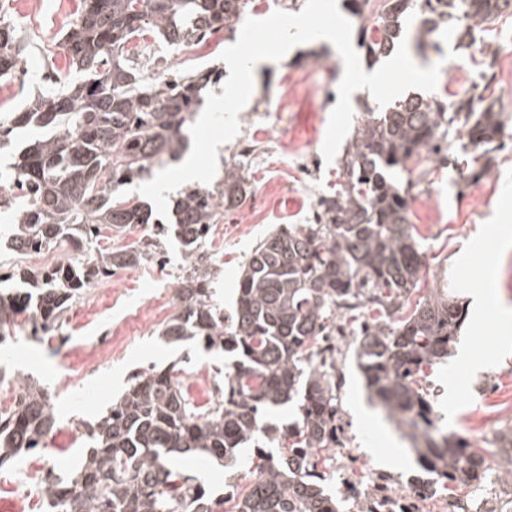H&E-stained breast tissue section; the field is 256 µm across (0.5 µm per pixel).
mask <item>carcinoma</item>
Returning a JSON list of instances; mask_svg holds the SVG:
<instances>
[{
    "label": "carcinoma",
    "instance_id": "1",
    "mask_svg": "<svg viewBox=\"0 0 512 512\" xmlns=\"http://www.w3.org/2000/svg\"><path fill=\"white\" fill-rule=\"evenodd\" d=\"M512 0H386L363 24L370 0H347L361 21L366 57L390 56L401 19L420 16L417 47H437L448 32L467 51L490 31ZM248 0H82L64 31L68 72L53 71L49 90L32 94L0 120V149L14 132L43 134L13 155L12 185L0 193V215L10 226L12 254L59 250L60 262L31 271L17 266L21 290L0 293V344L19 322L45 333L76 296L112 271L138 265L144 247L126 244L95 251L105 231L123 236L150 222L139 199L120 188L179 160L188 149L185 126L202 106V90L216 79L210 67L154 81L129 56L126 45L144 32L185 51L238 22ZM28 43L0 14V82L16 78ZM501 119L487 99L455 101L407 97L384 112L365 107L349 143L344 186L318 200L319 220L290 224L262 239L241 272L236 308L224 317L214 303L215 264L204 263V245L219 205H241L250 186L233 164L212 187L191 186L174 201L172 224L160 227L184 247L190 266L176 289L178 312L160 335L192 341L233 358L220 396L200 410L182 389L175 366L146 368L94 423L86 424L79 471L67 480L48 474L43 496L49 512H339L325 494L320 453L336 447L335 360L314 342L330 333L339 309L367 303L400 311L418 282L422 261L401 188L408 162L454 133L448 154L473 153L491 172ZM82 244L86 255H69ZM466 318L446 288H436L401 318L378 322L360 337L354 355L370 402L411 443L421 476L445 485L481 483L484 459L466 437L439 426L427 391L425 366L448 356ZM26 400L0 417V467L45 447L57 425L46 389L25 382ZM298 401V419L278 427L260 423L272 409ZM205 453L232 462L252 460L253 482L241 495L212 497L203 481L185 475L179 456Z\"/></svg>",
    "mask_w": 512,
    "mask_h": 512
}]
</instances>
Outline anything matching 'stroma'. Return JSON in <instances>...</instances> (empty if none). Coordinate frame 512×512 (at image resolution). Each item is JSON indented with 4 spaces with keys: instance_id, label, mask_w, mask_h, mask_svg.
Listing matches in <instances>:
<instances>
[{
    "instance_id": "obj_1",
    "label": "stroma",
    "mask_w": 512,
    "mask_h": 512,
    "mask_svg": "<svg viewBox=\"0 0 512 512\" xmlns=\"http://www.w3.org/2000/svg\"><path fill=\"white\" fill-rule=\"evenodd\" d=\"M314 0H249L241 20L212 34L209 39L173 56L161 48L166 67L187 72L199 66L218 68L221 80L203 92L200 118L189 126L192 167L175 162L167 165L168 177L178 189L192 185L207 187L224 175L225 165L239 162L252 184V194L242 206L218 209L207 242L206 254L219 267L212 283L214 298L232 307L235 286L242 267L259 242L268 234L291 224H302L317 207L320 196L335 192L343 182V157L359 109L338 111L341 65L329 56L327 46L322 62H314L308 51L259 71L250 88L247 106L225 105L222 79L228 71L229 55L245 58L271 50L279 38V20L307 15L313 28H335L338 39L355 42L358 24L345 20L342 10L311 12ZM6 12L22 29L38 27L31 36L33 51L15 80L0 85V108L11 110L22 98L45 89L44 74L66 69L67 58L60 44L62 33L76 17L79 0H0ZM439 48L411 51L410 58L431 72L427 98L458 99L461 90L474 83L484 85L483 95L494 101L502 119L512 120V18L499 19L484 42L496 52L491 76H484L485 58L480 52L455 50L448 37H440ZM315 111L320 118L315 143L295 137L290 124L296 113ZM307 158L308 168L294 179L285 165L293 154ZM409 217L422 253L418 286L420 294L435 288H452L463 303L472 295H483L481 313H468L454 342L465 348L474 367L460 365L456 356L426 369V387L449 431H482L481 455L496 456L503 469L512 468V448L501 447L502 431L512 428V142L497 151L489 175L473 182L464 179L438 157L412 162ZM133 240L152 243V261L117 271L120 285L128 288L126 307L107 309L91 324L79 314L88 302L102 296L99 284L87 288L63 314L59 337L22 333L0 344V365L7 373L0 385L9 386L27 378L38 379L51 393L58 417L44 449L14 460L0 469V483L19 478L32 465L53 468L62 478L71 477L80 464L82 423L97 419L127 386L136 371L174 363L184 366L182 386L190 400L209 405L211 391H198L197 371L217 377L224 358L207 354L187 343H169L157 331L124 322L125 309H137L155 296L176 301V285L187 273L183 248L173 236L161 235L156 225L138 227ZM375 311L361 308L339 315L347 337L337 342L336 360L338 435L341 443L355 449L359 462L344 467L342 460L328 456L330 474L325 486L341 502V512H368L370 497H391L392 512H403L395 492L410 485L418 472L416 458L399 434L384 420L367 398L354 363L356 338ZM125 325L131 343L127 351L85 379L75 378V359L64 352L91 342L116 325ZM185 474L205 479L215 496L236 481L246 490L249 467L209 457L183 458ZM496 496L512 501V481L483 479L480 486L450 483L438 487L434 496L420 504L417 512H448V499Z\"/></svg>"
}]
</instances>
